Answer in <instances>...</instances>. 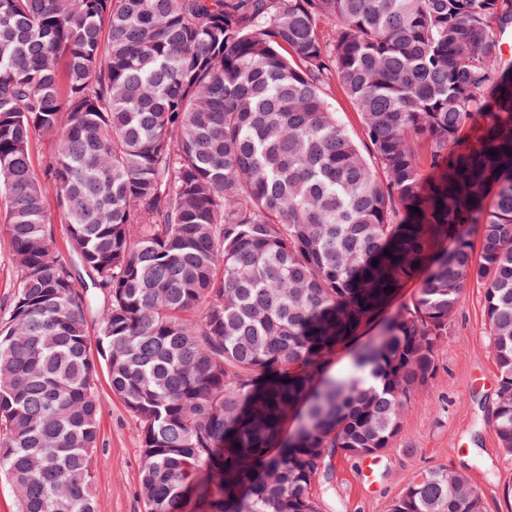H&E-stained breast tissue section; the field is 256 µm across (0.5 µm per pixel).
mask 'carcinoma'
<instances>
[{"label": "carcinoma", "instance_id": "carcinoma-1", "mask_svg": "<svg viewBox=\"0 0 512 512\" xmlns=\"http://www.w3.org/2000/svg\"><path fill=\"white\" fill-rule=\"evenodd\" d=\"M511 30L512 0H0L17 269L0 472L18 512H96L93 344L138 423L146 512L190 498L200 512H320L328 457L389 447L433 379L468 280L484 289L492 427L512 454ZM336 85L361 142L330 105ZM49 190L74 262L52 251ZM417 278L380 339L328 375ZM291 409L305 426L281 443ZM389 512L483 501L465 473L435 468Z\"/></svg>", "mask_w": 512, "mask_h": 512}]
</instances>
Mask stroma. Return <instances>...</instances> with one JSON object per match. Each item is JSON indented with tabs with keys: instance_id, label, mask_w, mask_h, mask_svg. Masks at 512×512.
I'll return each mask as SVG.
<instances>
[{
	"instance_id": "stroma-1",
	"label": "stroma",
	"mask_w": 512,
	"mask_h": 512,
	"mask_svg": "<svg viewBox=\"0 0 512 512\" xmlns=\"http://www.w3.org/2000/svg\"><path fill=\"white\" fill-rule=\"evenodd\" d=\"M483 311L482 288L466 282L438 355L437 372L413 393L372 480L364 478L362 457L336 455L329 480L314 486L322 512H388L407 479L430 468L465 472L485 512H512V501L502 492L504 482L512 480V455L499 448L489 411L497 369ZM96 393L100 436L91 468L97 512H145L137 495L136 419L113 395L106 370L97 373Z\"/></svg>"
}]
</instances>
